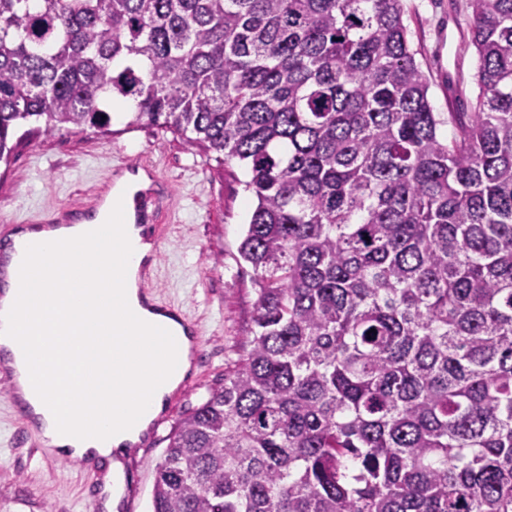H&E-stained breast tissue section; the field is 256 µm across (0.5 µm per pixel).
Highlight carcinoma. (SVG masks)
Here are the masks:
<instances>
[{
  "mask_svg": "<svg viewBox=\"0 0 512 512\" xmlns=\"http://www.w3.org/2000/svg\"><path fill=\"white\" fill-rule=\"evenodd\" d=\"M470 8L447 113L402 0H0V162L121 99L250 175L248 349L152 512H512V0Z\"/></svg>",
  "mask_w": 512,
  "mask_h": 512,
  "instance_id": "1",
  "label": "carcinoma"
}]
</instances>
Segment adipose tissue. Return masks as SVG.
I'll return each mask as SVG.
<instances>
[{
  "label": "adipose tissue",
  "mask_w": 512,
  "mask_h": 512,
  "mask_svg": "<svg viewBox=\"0 0 512 512\" xmlns=\"http://www.w3.org/2000/svg\"><path fill=\"white\" fill-rule=\"evenodd\" d=\"M130 238L89 252L81 227L24 230L41 247L36 287L10 284L0 330L12 333L30 319L56 326L51 359L18 355L15 365L26 383H40L37 412L47 420L84 433L94 420L95 444L73 443L72 456L110 461L121 470L112 448L137 441L141 428L160 412L190 368V350L182 348L177 367L168 368L154 330L162 317L142 308L137 271L150 250L137 229Z\"/></svg>",
  "instance_id": "obj_1"
}]
</instances>
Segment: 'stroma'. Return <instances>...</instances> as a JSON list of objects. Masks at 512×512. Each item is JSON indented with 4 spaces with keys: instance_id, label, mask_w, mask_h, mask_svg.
I'll return each instance as SVG.
<instances>
[{
    "instance_id": "1",
    "label": "stroma",
    "mask_w": 512,
    "mask_h": 512,
    "mask_svg": "<svg viewBox=\"0 0 512 512\" xmlns=\"http://www.w3.org/2000/svg\"><path fill=\"white\" fill-rule=\"evenodd\" d=\"M408 37L438 112L474 111L479 86L468 0H403ZM133 162L169 182L172 211L156 224L157 296L200 329L203 362L173 401L172 421L202 404L247 349L256 300L253 270L238 245L255 205L244 166L223 165L183 138L152 125L73 133L56 127L21 143L0 166V225L23 228L36 215L101 186L109 170ZM162 446L135 449L126 467L138 478L136 512H150ZM79 465L31 447L0 382V512H90Z\"/></svg>"
}]
</instances>
